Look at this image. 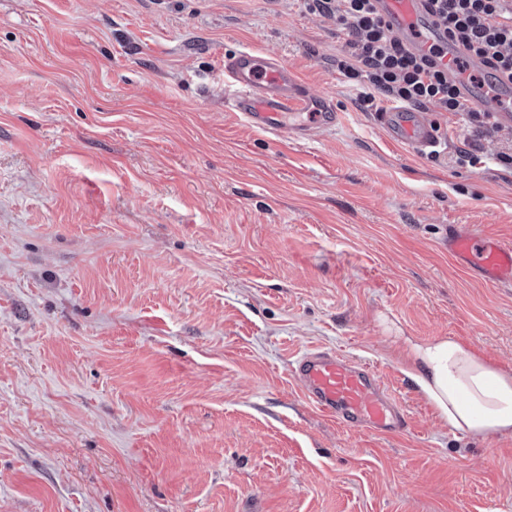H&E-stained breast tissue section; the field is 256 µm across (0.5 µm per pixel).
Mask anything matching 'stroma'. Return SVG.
Returning <instances> with one entry per match:
<instances>
[{
    "label": "stroma",
    "instance_id": "stroma-1",
    "mask_svg": "<svg viewBox=\"0 0 512 512\" xmlns=\"http://www.w3.org/2000/svg\"><path fill=\"white\" fill-rule=\"evenodd\" d=\"M288 64L339 121L298 139L224 106V58ZM302 0H0V512H512V440L452 430L403 375L452 336L512 370V150L430 113L391 143ZM374 367L407 427L336 422L308 348ZM448 251L473 264L490 285L512 283V246L471 232L448 237Z\"/></svg>",
    "mask_w": 512,
    "mask_h": 512
}]
</instances>
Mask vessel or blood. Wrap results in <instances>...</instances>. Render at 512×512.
Here are the masks:
<instances>
[{"label":"vessel or blood","mask_w":512,"mask_h":512,"mask_svg":"<svg viewBox=\"0 0 512 512\" xmlns=\"http://www.w3.org/2000/svg\"><path fill=\"white\" fill-rule=\"evenodd\" d=\"M378 12L392 32L412 52L432 57L439 67L456 71L459 45L449 41L429 13L427 0H376ZM500 97L490 103L500 127H512V75L497 71L487 76ZM224 103L252 127L275 132L285 116L306 113L309 124L297 127L300 135L336 125L339 114L325 96L302 92L294 72L275 58L243 50L224 60ZM376 121L394 141L418 153H433L440 146L435 126L425 113L395 106L377 113ZM448 250L473 264L491 285L512 283V246L471 232L448 238ZM292 377L305 399L323 414L345 425L371 432L406 427L402 405L389 392L374 368L344 353L323 348L306 350L292 368Z\"/></svg>","instance_id":"vessel-or-blood-1"}]
</instances>
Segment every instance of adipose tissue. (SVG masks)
Here are the masks:
<instances>
[{
	"label": "adipose tissue",
	"mask_w": 512,
	"mask_h": 512,
	"mask_svg": "<svg viewBox=\"0 0 512 512\" xmlns=\"http://www.w3.org/2000/svg\"><path fill=\"white\" fill-rule=\"evenodd\" d=\"M398 364L452 429L483 440L512 438V371L450 336L407 339Z\"/></svg>",
	"instance_id": "obj_1"
}]
</instances>
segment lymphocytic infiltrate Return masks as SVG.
I'll return each instance as SVG.
<instances>
[{"mask_svg": "<svg viewBox=\"0 0 512 512\" xmlns=\"http://www.w3.org/2000/svg\"><path fill=\"white\" fill-rule=\"evenodd\" d=\"M309 13L335 16L345 30L347 55L340 70L359 80L360 99L383 98L422 109L434 108L489 125L492 115L462 95L457 82L433 61L412 54L377 14L375 0H304ZM449 39L461 45L465 59L512 73V8L507 0H430Z\"/></svg>", "mask_w": 512, "mask_h": 512, "instance_id": "f902f5d3", "label": "lymphocytic infiltrate"}]
</instances>
